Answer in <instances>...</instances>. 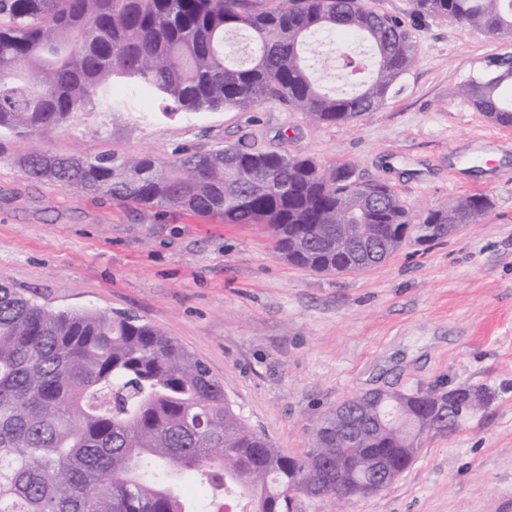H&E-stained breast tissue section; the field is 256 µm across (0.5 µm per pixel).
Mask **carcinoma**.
<instances>
[{
	"label": "carcinoma",
	"instance_id": "cac0c4a2",
	"mask_svg": "<svg viewBox=\"0 0 512 512\" xmlns=\"http://www.w3.org/2000/svg\"><path fill=\"white\" fill-rule=\"evenodd\" d=\"M362 0H0V133L45 137L105 85L123 81L185 112L252 110L277 101L317 123L346 124L383 108L416 55L405 20ZM414 12L463 28L512 36V0H413ZM356 45L349 91L323 88L314 47ZM512 70L469 79L460 96L502 127L512 125ZM22 159L24 172L65 188L136 205L260 224L274 250L318 273L398 251L407 225L443 239L448 222L480 224L492 202L459 198L414 220L387 182L348 164L233 144L173 158ZM366 224L364 244L336 249V225ZM467 395L387 392L346 440L336 409L317 423L318 448L352 497L382 452L412 464L414 435L459 422L435 400ZM207 496L233 488L244 512H279L281 496L310 474L253 432L224 385L174 338L125 312L51 311L0 283V512H199L182 483Z\"/></svg>",
	"mask_w": 512,
	"mask_h": 512
}]
</instances>
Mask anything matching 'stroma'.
Returning <instances> with one entry per match:
<instances>
[{"instance_id": "1", "label": "stroma", "mask_w": 512, "mask_h": 512, "mask_svg": "<svg viewBox=\"0 0 512 512\" xmlns=\"http://www.w3.org/2000/svg\"><path fill=\"white\" fill-rule=\"evenodd\" d=\"M365 2L414 21L416 61L400 93L356 122L318 124L276 102L167 116L157 98L117 83L47 137L0 135V282L50 310H120L153 324L290 456L356 393L483 388L477 412L455 431L427 432L378 494L301 495L294 512H512V130L458 94L512 44L415 15L412 0ZM237 143L352 165L388 181L415 216L476 192L492 208L371 270L326 275L289 263L260 225L88 194L20 167L32 152L173 157Z\"/></svg>"}]
</instances>
